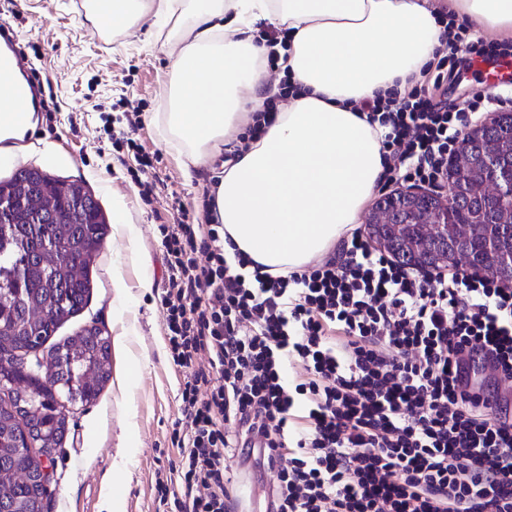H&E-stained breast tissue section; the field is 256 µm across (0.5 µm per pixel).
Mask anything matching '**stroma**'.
Instances as JSON below:
<instances>
[{
  "instance_id": "35a3bbf8",
  "label": "stroma",
  "mask_w": 512,
  "mask_h": 512,
  "mask_svg": "<svg viewBox=\"0 0 512 512\" xmlns=\"http://www.w3.org/2000/svg\"><path fill=\"white\" fill-rule=\"evenodd\" d=\"M91 2L0 0V22L34 53L40 99L54 101L53 112L35 109L23 164L83 182L108 223L89 270L88 304L54 339L102 326L111 338V376L95 401L70 409L47 512H163L155 479L178 458L171 435L182 418L185 373L174 366L166 339L158 226L174 223L184 210L202 223L212 173L184 169L176 148L158 134L154 116L166 109L168 71L160 44L145 28L115 34L96 27L88 18ZM133 117L141 120L138 139L152 166L139 165L108 135ZM157 178L161 186L143 200L139 183ZM225 464L244 494L243 507L265 512L272 475L242 465L237 455Z\"/></svg>"
}]
</instances>
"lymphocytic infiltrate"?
<instances>
[{
    "mask_svg": "<svg viewBox=\"0 0 512 512\" xmlns=\"http://www.w3.org/2000/svg\"><path fill=\"white\" fill-rule=\"evenodd\" d=\"M512 46L470 40L437 49L460 74ZM480 91L449 110L428 86L364 101L384 129L383 186L440 185L469 117L502 108ZM160 293L172 361L186 372L185 426L173 478L158 477L173 512H227L224 431L277 458L272 512H512V422L463 390L467 365L493 362L512 382V289L467 273L418 274L372 252L360 233L341 256L275 276L244 255L228 261L224 227L160 225ZM307 377L292 383L287 364Z\"/></svg>",
    "mask_w": 512,
    "mask_h": 512,
    "instance_id": "1",
    "label": "lymphocytic infiltrate"
}]
</instances>
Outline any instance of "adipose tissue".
Instances as JSON below:
<instances>
[{"label":"adipose tissue","instance_id":"obj_1","mask_svg":"<svg viewBox=\"0 0 512 512\" xmlns=\"http://www.w3.org/2000/svg\"><path fill=\"white\" fill-rule=\"evenodd\" d=\"M96 25L117 32L153 15L169 60L163 140L185 166L221 164L209 221L224 252L286 275L344 239L384 173L382 127L361 101L405 88L445 37L441 8L475 31L512 37V0H95ZM272 26L288 43L278 64L293 89L260 139L230 161L227 145L256 119L266 92ZM31 112H0V160L25 158Z\"/></svg>","mask_w":512,"mask_h":512}]
</instances>
